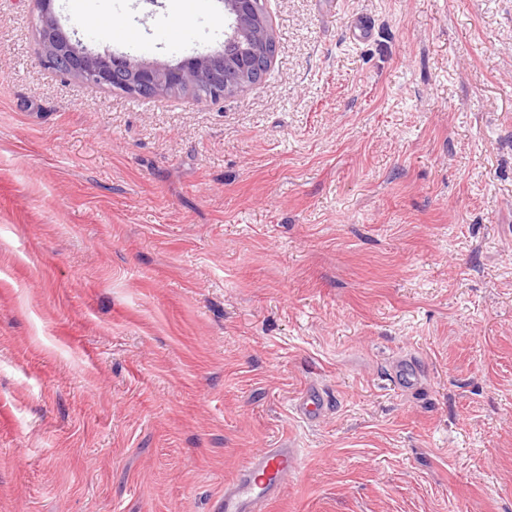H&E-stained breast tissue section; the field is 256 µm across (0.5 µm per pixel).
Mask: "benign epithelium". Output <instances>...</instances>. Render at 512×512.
Here are the masks:
<instances>
[{
  "instance_id": "7a95c632",
  "label": "benign epithelium",
  "mask_w": 512,
  "mask_h": 512,
  "mask_svg": "<svg viewBox=\"0 0 512 512\" xmlns=\"http://www.w3.org/2000/svg\"><path fill=\"white\" fill-rule=\"evenodd\" d=\"M54 0H34L44 60L64 76L96 88H108L139 96L193 92L203 84L206 100L218 101L259 82L271 68L274 43L265 0H219L231 20L224 49L158 64L130 54L100 53L81 40L66 35L52 10Z\"/></svg>"
}]
</instances>
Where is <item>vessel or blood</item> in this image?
<instances>
[{
    "label": "vessel or blood",
    "mask_w": 512,
    "mask_h": 512,
    "mask_svg": "<svg viewBox=\"0 0 512 512\" xmlns=\"http://www.w3.org/2000/svg\"><path fill=\"white\" fill-rule=\"evenodd\" d=\"M325 406L322 394L304 391L295 404L304 419L316 418ZM299 448H262L253 453L237 475L224 485L218 512H262L292 473L301 456Z\"/></svg>",
    "instance_id": "vessel-or-blood-1"
}]
</instances>
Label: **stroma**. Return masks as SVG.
<instances>
[{
  "label": "stroma",
  "instance_id": "obj_1",
  "mask_svg": "<svg viewBox=\"0 0 512 512\" xmlns=\"http://www.w3.org/2000/svg\"><path fill=\"white\" fill-rule=\"evenodd\" d=\"M266 8L264 81L200 102L59 74L0 0V512H216L288 446L265 512H512V0ZM53 10L224 42L220 0ZM325 399L319 392L306 390L301 393L295 404L297 414L304 419L316 418L325 406ZM303 454L300 448H261L237 475L224 484L218 512H260L292 473Z\"/></svg>",
  "mask_w": 512,
  "mask_h": 512
}]
</instances>
